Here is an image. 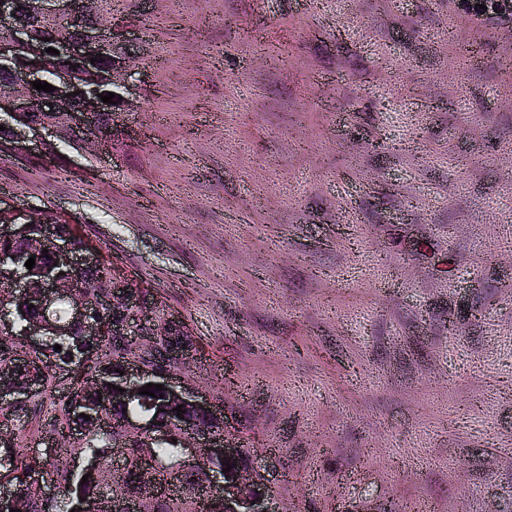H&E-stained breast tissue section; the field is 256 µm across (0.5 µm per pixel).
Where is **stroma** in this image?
Listing matches in <instances>:
<instances>
[{"instance_id": "35a3bbf8", "label": "stroma", "mask_w": 512, "mask_h": 512, "mask_svg": "<svg viewBox=\"0 0 512 512\" xmlns=\"http://www.w3.org/2000/svg\"><path fill=\"white\" fill-rule=\"evenodd\" d=\"M114 17L140 62L111 161L64 148L68 178L0 159V204L77 224L190 324V377L272 455L283 512H512V15L115 0ZM73 386L57 373L12 446H66Z\"/></svg>"}]
</instances>
